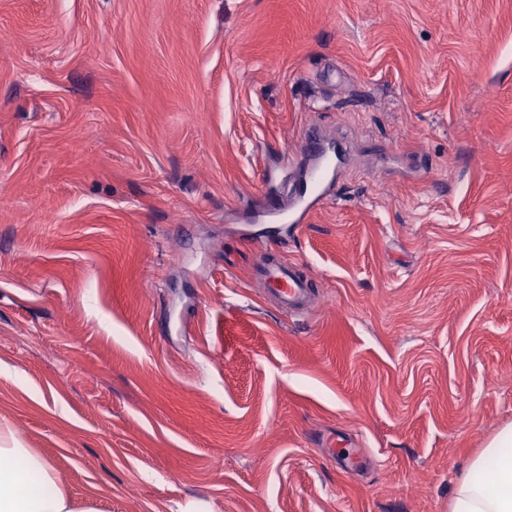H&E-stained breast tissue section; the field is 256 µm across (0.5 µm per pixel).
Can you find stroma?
<instances>
[{"instance_id":"stroma-1","label":"stroma","mask_w":512,"mask_h":512,"mask_svg":"<svg viewBox=\"0 0 512 512\" xmlns=\"http://www.w3.org/2000/svg\"><path fill=\"white\" fill-rule=\"evenodd\" d=\"M0 361L82 512H448L512 424V0H0ZM305 149L313 162L305 169L301 182L293 190L288 189V192L294 195V206H303L301 219L310 206L307 200L311 195H315V198L322 196V187L326 183L330 171H335L338 162L344 155L343 148L339 144L331 146L320 141L308 142ZM261 254V276L264 290L276 298L289 314L302 313L311 307L315 291L299 264L268 257V251L258 246Z\"/></svg>"}]
</instances>
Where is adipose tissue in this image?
I'll list each match as a JSON object with an SVG mask.
<instances>
[{"label": "adipose tissue", "instance_id": "ef3b65f1", "mask_svg": "<svg viewBox=\"0 0 512 512\" xmlns=\"http://www.w3.org/2000/svg\"><path fill=\"white\" fill-rule=\"evenodd\" d=\"M0 512H77L61 475L20 442L0 444ZM449 512H512V426L463 471Z\"/></svg>", "mask_w": 512, "mask_h": 512}]
</instances>
